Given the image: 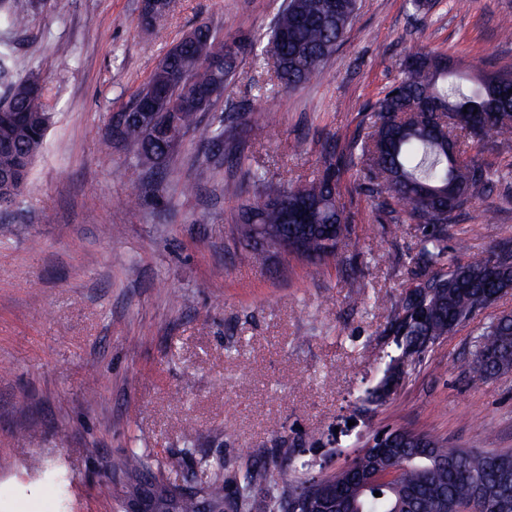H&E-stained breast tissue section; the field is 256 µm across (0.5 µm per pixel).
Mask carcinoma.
<instances>
[{"mask_svg":"<svg viewBox=\"0 0 512 512\" xmlns=\"http://www.w3.org/2000/svg\"><path fill=\"white\" fill-rule=\"evenodd\" d=\"M287 0L269 32L278 42L277 85L296 89L323 73L327 59L344 38L356 12V0ZM194 38L180 40L156 64L147 83L125 108L130 116L101 135L100 146L109 152L120 147L125 155L166 176L175 150L158 136L146 134L133 115L136 101L154 89H165L168 100H181L186 90L200 98L213 91L215 79L228 84L257 40H224V70L215 76L201 58L217 44L214 30L204 24ZM506 80L492 83L487 73L476 77L454 67L448 56L423 49L401 66V76L372 108L371 132L363 140L345 142L348 163L365 174L364 189L386 215L388 223L406 220L425 228L421 248L412 257L416 283L397 300L388 333L396 348L382 378L364 392L359 402L367 411L382 405L394 391L395 379H404L457 327L512 290V246L504 243L483 258L441 273L445 258L442 242L448 227L482 199L494 173L482 163L451 155L447 144L498 149L512 143V70L500 69ZM35 76L13 83L0 63L6 82L4 105L21 113L17 121H0V206L10 205L25 190L32 167L42 152L50 124L43 89L31 85ZM202 113L181 110L184 133L194 131ZM247 116H213L207 137L213 147L209 165L183 185L192 196L211 170L224 163H240V148ZM336 160L305 184L278 188L261 171L249 173L252 197L241 204L237 230L246 242L253 239L249 221L282 223L278 203H301L316 217L303 227L286 231L296 240V253L311 263L340 261V244L350 230L344 207L338 203ZM512 369V316L493 320L476 340L471 370L490 379ZM375 445L356 453L334 473V479L315 480L272 456L234 471L221 460L195 456L194 437H186L180 455L161 460L132 448L112 460V472L124 480L122 494L149 491L157 512H283L288 494H304L336 504V512H500L503 482L512 476V452L487 448H454L441 438L398 426L373 435ZM393 469L396 476L380 482L377 476ZM380 492L374 496V492Z\"/></svg>","mask_w":512,"mask_h":512,"instance_id":"1","label":"carcinoma"}]
</instances>
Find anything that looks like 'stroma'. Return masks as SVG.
<instances>
[{
  "instance_id": "obj_1",
  "label": "stroma",
  "mask_w": 512,
  "mask_h": 512,
  "mask_svg": "<svg viewBox=\"0 0 512 512\" xmlns=\"http://www.w3.org/2000/svg\"><path fill=\"white\" fill-rule=\"evenodd\" d=\"M0 0V62L37 75L52 116L31 187L0 209V512H115L109 464L126 449L202 453L239 467L278 455L313 472L343 466L371 435L403 425L455 448L512 449V371L470 368L492 318L512 315V291L435 345L373 413L356 397L395 347L385 328L412 278L424 236L386 224L356 169L343 168L352 226L342 264L278 253L246 259L238 202L224 185L267 171L286 186L319 174L328 150L370 130V111L427 47L459 67L512 69V0H358L352 28L320 80L274 84L266 55L247 59L223 113H251L245 161L213 170L198 195L181 184L205 168L209 116L176 150L164 179L99 139L183 34L200 24L262 37L286 0H176L143 30L140 0ZM21 10L28 24L7 22ZM497 170L487 198L448 230L449 265L512 240V149L483 150ZM470 242L469 251L456 247Z\"/></svg>"
}]
</instances>
